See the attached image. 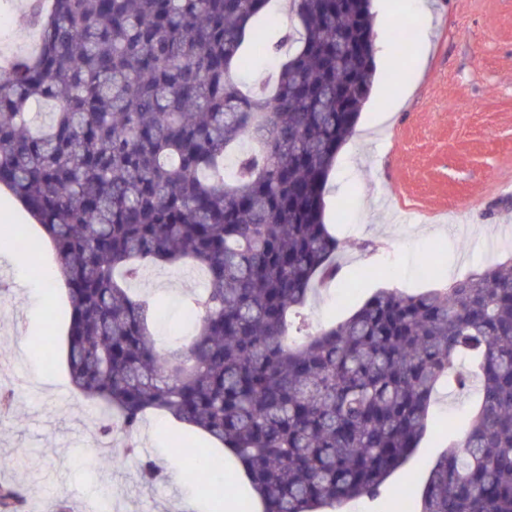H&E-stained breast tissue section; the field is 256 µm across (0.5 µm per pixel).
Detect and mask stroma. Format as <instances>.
<instances>
[{"mask_svg": "<svg viewBox=\"0 0 512 512\" xmlns=\"http://www.w3.org/2000/svg\"><path fill=\"white\" fill-rule=\"evenodd\" d=\"M399 18L427 11L428 43L396 56L400 68L416 66L415 85L402 91L389 69L377 68L348 156L335 164L325 188V220L342 242L344 279L317 288L304 310L308 333L349 317L380 288L410 293L438 288L505 261L512 236V0H415ZM398 99L391 118L371 128L373 110ZM440 252L438 275L422 280L424 258ZM53 264L43 249L38 266L0 251L7 291L0 292V391L15 395L0 412V484L26 492L24 512H171L192 501L194 512H216L202 481L183 477L171 457L173 422L150 413L136 442L159 462L165 477L146 486L140 460L122 442L104 447L101 406L69 383L66 363L67 294L62 282L44 277ZM139 290L163 298L151 330L158 345L190 335L182 301L205 288L193 266L152 267ZM52 335L55 354L32 351L34 337ZM444 450L438 434L424 438L385 481L375 499L359 498L341 512H395L394 495L407 485L423 490L428 471Z\"/></svg>", "mask_w": 512, "mask_h": 512, "instance_id": "stroma-1", "label": "stroma"}]
</instances>
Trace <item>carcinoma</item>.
Listing matches in <instances>:
<instances>
[{"label": "carcinoma", "instance_id": "obj_1", "mask_svg": "<svg viewBox=\"0 0 512 512\" xmlns=\"http://www.w3.org/2000/svg\"><path fill=\"white\" fill-rule=\"evenodd\" d=\"M29 0L35 45L0 66V186L40 225L66 287L72 386L100 436L159 411L230 448L265 512L381 494L445 384L448 423L417 512H512V258L417 294L381 288L297 338L341 245L324 190L374 81L371 0ZM275 57L269 90L245 77ZM192 264L195 334L159 347L150 266ZM171 453L197 461L174 435ZM140 477L160 479L141 462ZM24 500L0 485V512ZM474 390L459 392L442 390L431 406L430 412L435 420L448 424V418L464 425L470 413Z\"/></svg>", "mask_w": 512, "mask_h": 512}]
</instances>
